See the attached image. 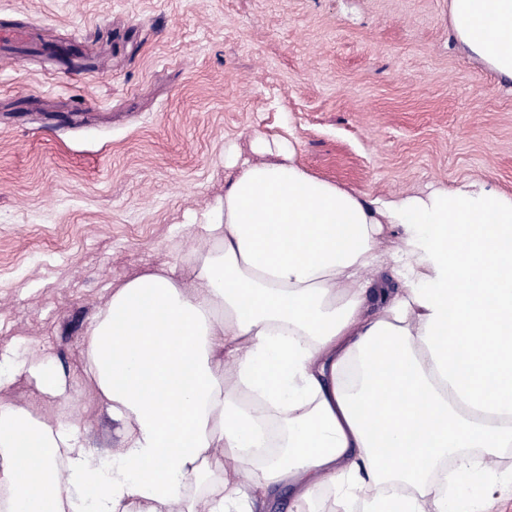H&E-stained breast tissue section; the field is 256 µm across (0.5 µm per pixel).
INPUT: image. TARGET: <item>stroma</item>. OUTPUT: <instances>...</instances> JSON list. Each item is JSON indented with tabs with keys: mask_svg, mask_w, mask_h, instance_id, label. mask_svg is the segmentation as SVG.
I'll list each match as a JSON object with an SVG mask.
<instances>
[{
	"mask_svg": "<svg viewBox=\"0 0 512 512\" xmlns=\"http://www.w3.org/2000/svg\"><path fill=\"white\" fill-rule=\"evenodd\" d=\"M0 354L53 361L70 410L0 398L118 447L89 390L112 287L181 265L224 153L289 142L375 197L483 179L512 196V87L451 38L448 0H0Z\"/></svg>",
	"mask_w": 512,
	"mask_h": 512,
	"instance_id": "stroma-1",
	"label": "stroma"
}]
</instances>
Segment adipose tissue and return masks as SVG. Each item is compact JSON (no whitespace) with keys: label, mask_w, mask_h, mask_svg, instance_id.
Listing matches in <instances>:
<instances>
[{"label":"adipose tissue","mask_w":512,"mask_h":512,"mask_svg":"<svg viewBox=\"0 0 512 512\" xmlns=\"http://www.w3.org/2000/svg\"><path fill=\"white\" fill-rule=\"evenodd\" d=\"M448 11L512 83V0ZM253 149L195 217L186 273L122 282L90 325L120 448L0 403V512H253L250 477L299 504L330 488L345 512H486L512 446V196L476 180L372 197L287 142ZM386 224L404 229L388 255ZM21 375L63 394L51 362L1 354L0 390Z\"/></svg>","instance_id":"obj_1"}]
</instances>
